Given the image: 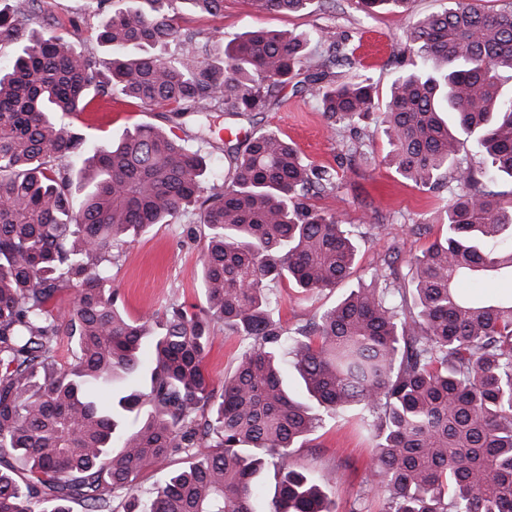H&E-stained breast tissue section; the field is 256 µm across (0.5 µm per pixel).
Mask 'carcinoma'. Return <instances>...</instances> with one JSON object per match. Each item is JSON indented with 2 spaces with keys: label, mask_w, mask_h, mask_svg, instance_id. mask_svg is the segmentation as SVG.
<instances>
[{
  "label": "carcinoma",
  "mask_w": 512,
  "mask_h": 512,
  "mask_svg": "<svg viewBox=\"0 0 512 512\" xmlns=\"http://www.w3.org/2000/svg\"><path fill=\"white\" fill-rule=\"evenodd\" d=\"M35 0L0 9V512H335L332 472L294 468L295 449L324 418L355 409L374 433L371 483L385 512H512V294L470 286L512 279V202L492 190L512 178V12L473 0L418 18L395 56L381 133L403 179L462 186L441 212L443 238L372 285L290 331L272 318L270 284L331 290L357 247L336 215L309 203L338 177L307 162L281 134L231 124V177L176 133L140 123L93 144L74 118L121 86L181 117L263 112L292 83L316 98L330 128L376 112L371 78L334 80L352 67L349 41L258 28L212 56L180 25L178 5L218 16L224 0H128L96 39L108 74L61 36L26 33ZM260 12H298L311 0H249ZM403 16L413 0H361ZM316 43V49L309 48ZM179 46L170 55L149 49ZM473 140L489 159L459 160ZM200 204L209 230L199 306L169 304L132 318L118 304L112 265L127 243ZM75 289L61 313L56 296ZM244 351L217 386L207 369L212 323ZM71 360L59 361L61 337ZM291 357L305 399L287 389ZM182 466L150 487L149 467ZM271 465L272 507L256 483Z\"/></svg>",
  "instance_id": "obj_1"
}]
</instances>
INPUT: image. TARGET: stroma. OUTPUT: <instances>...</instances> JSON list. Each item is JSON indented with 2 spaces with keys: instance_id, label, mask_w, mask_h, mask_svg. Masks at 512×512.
<instances>
[{
  "instance_id": "35a3bbf8",
  "label": "stroma",
  "mask_w": 512,
  "mask_h": 512,
  "mask_svg": "<svg viewBox=\"0 0 512 512\" xmlns=\"http://www.w3.org/2000/svg\"><path fill=\"white\" fill-rule=\"evenodd\" d=\"M126 0H37L32 27L45 35H59L73 42L79 51L104 64L108 53L95 39V31L107 14L125 7ZM196 29L212 33L223 30L243 33L256 28L312 33L318 30L348 36L356 45L355 70L338 69L336 79L350 80L353 72L371 77L377 91L378 110H385L390 86L396 75L394 55L404 40L406 19L390 13L369 15L357 0H313L298 13H259L248 0H224L220 16L187 14ZM110 117L90 113L83 127L92 140L102 143L127 128L147 121L160 130L177 129L186 144L201 148L213 165L227 169L223 141L211 137L204 119L176 118L169 107L146 106L114 94ZM239 131L257 125L280 133L294 142L302 155L317 165L337 172L338 192L312 197L315 208L340 216L356 237L357 258L350 276L337 288L306 294L288 280L275 286L279 300L275 317L284 328L303 324L319 310L335 305L350 289L369 285L375 269L390 252L400 260L421 254L445 233L437 217L447 198V190L430 192L400 178L385 163L388 145L374 120L357 129L331 130L316 100L284 89L278 104L250 118L235 119ZM375 159L368 166L351 154L352 147ZM428 224L423 234L409 233L412 224ZM207 246V229L199 222V209L192 206L169 224H160L124 246L112 267V285L126 313L138 317L161 312L172 302L197 304L201 301L200 257ZM242 346L237 337L225 334L216 324L207 368L214 383H223L235 366ZM375 454L371 434L357 424L354 413L326 420L305 447L296 449L292 462L303 469L331 470L336 480L327 490L336 512H384L385 494L365 484L367 469Z\"/></svg>"
}]
</instances>
